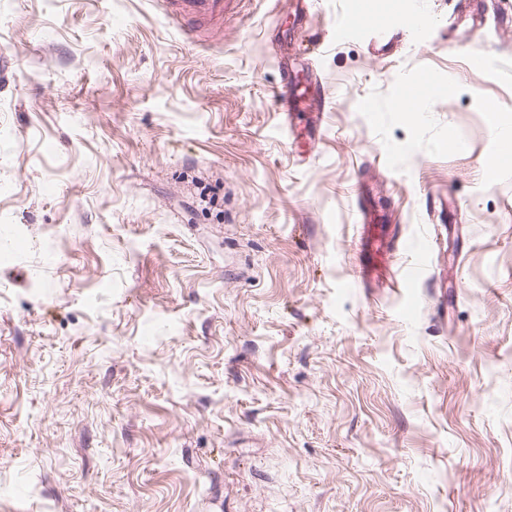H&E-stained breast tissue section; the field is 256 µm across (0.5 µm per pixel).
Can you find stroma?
<instances>
[{"instance_id":"stroma-1","label":"stroma","mask_w":512,"mask_h":512,"mask_svg":"<svg viewBox=\"0 0 512 512\" xmlns=\"http://www.w3.org/2000/svg\"><path fill=\"white\" fill-rule=\"evenodd\" d=\"M348 5L0 0V512H512V0ZM172 8L174 15L182 21L186 35H192V27L197 23L218 25L224 23L225 16L238 15L245 0H163ZM367 24V16L363 0H354L350 2L345 22L338 29L342 36H348L355 33L361 26ZM286 90L280 93L281 98L279 106L281 112H283L284 124L287 128L290 127L291 132L295 134L297 130L301 128L297 126L296 119L297 114L301 112H311L313 118V124H320L322 116L326 107V97L324 95L323 83L320 77L311 76L310 79L303 80V86L297 89L292 94L291 90L288 89V84L298 86L300 81L297 75L291 77L287 75L284 78ZM358 215L364 225V232L360 238V248L369 251L370 258L366 263H360L357 273L361 283L369 286H375L381 283L383 288H408L410 282L416 275L414 270H406L401 276L398 271L392 269L391 257L393 253L399 251L400 235H393L383 240L381 237L373 234L367 222L371 217H367L368 208L358 207Z\"/></svg>"}]
</instances>
